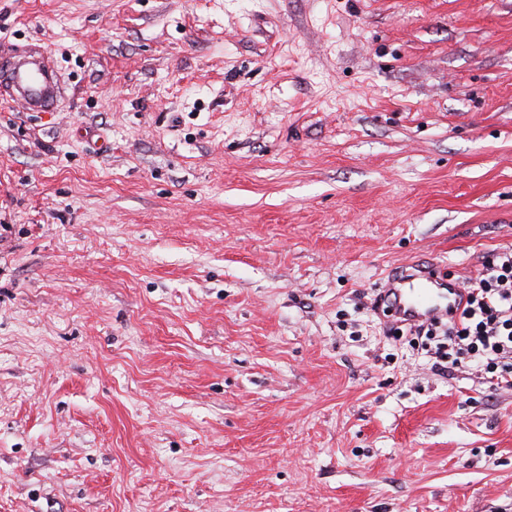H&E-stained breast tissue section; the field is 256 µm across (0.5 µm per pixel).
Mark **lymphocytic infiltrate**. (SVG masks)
<instances>
[{
  "label": "lymphocytic infiltrate",
  "mask_w": 512,
  "mask_h": 512,
  "mask_svg": "<svg viewBox=\"0 0 512 512\" xmlns=\"http://www.w3.org/2000/svg\"><path fill=\"white\" fill-rule=\"evenodd\" d=\"M470 301L457 321L409 327V335L434 348L436 363L452 370L474 364L496 387H512V253L487 257L468 282Z\"/></svg>",
  "instance_id": "lymphocytic-infiltrate-1"
}]
</instances>
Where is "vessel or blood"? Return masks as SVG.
Returning a JSON list of instances; mask_svg holds the SVG:
<instances>
[{"label": "vessel or blood", "mask_w": 512, "mask_h": 512, "mask_svg": "<svg viewBox=\"0 0 512 512\" xmlns=\"http://www.w3.org/2000/svg\"><path fill=\"white\" fill-rule=\"evenodd\" d=\"M58 92L55 62L43 47L32 45L13 55H0V97L22 109L42 112ZM384 296L386 319L397 325L455 320L469 300L459 284L417 265L389 277Z\"/></svg>", "instance_id": "b4317fda"}]
</instances>
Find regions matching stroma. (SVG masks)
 <instances>
[{"instance_id": "stroma-1", "label": "stroma", "mask_w": 512, "mask_h": 512, "mask_svg": "<svg viewBox=\"0 0 512 512\" xmlns=\"http://www.w3.org/2000/svg\"><path fill=\"white\" fill-rule=\"evenodd\" d=\"M0 512H512V389L371 309L512 250V0H0ZM1 96L29 112H43L59 92L55 62L41 46L0 54Z\"/></svg>"}]
</instances>
